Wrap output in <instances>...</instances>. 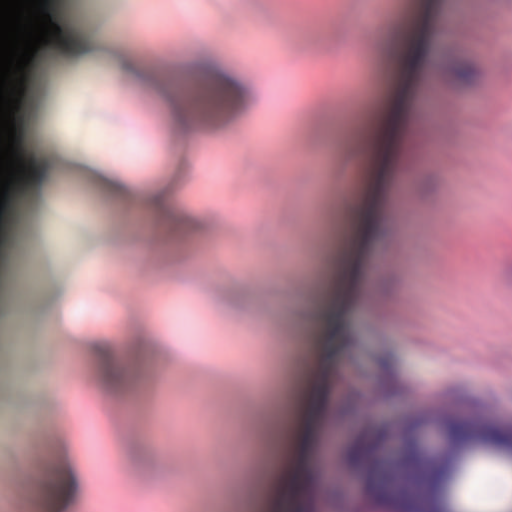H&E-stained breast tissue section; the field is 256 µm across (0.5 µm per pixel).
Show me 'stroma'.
<instances>
[{"mask_svg": "<svg viewBox=\"0 0 512 512\" xmlns=\"http://www.w3.org/2000/svg\"><path fill=\"white\" fill-rule=\"evenodd\" d=\"M49 14L75 32L51 55L36 54L27 69V130L62 129L67 141L95 153L100 163L125 161L130 176L163 185L195 217L177 225L168 209L146 196L122 194L86 171L59 169L65 198L46 205L16 197L0 212V479L13 482L19 506L31 512H143L152 496L137 495L121 477L98 479L114 453L152 452L170 444L149 480L192 479L169 498V512H201L212 505L211 473L223 470L236 492L229 512H420L416 497L399 490L373 493L391 450L410 420L440 413L474 429L465 447L450 449L448 512H504L508 496L478 502L459 482L476 460L498 464L503 451L479 430L512 424V64L489 71L480 44L495 28L512 56V0H469L452 26L439 28L444 0H410L401 28L408 42L438 30L441 76L423 85L404 60L376 55L371 31L355 47L340 46V17L360 15L365 0H166L157 40L139 46L138 16L115 21L116 45L129 65L148 76L145 88L113 90L112 107L92 92L65 105L73 82L65 63L106 18L99 0H54ZM211 31L206 49L266 96L242 100L193 72L185 55L159 60L171 32L191 44L187 20ZM358 58L363 70L381 66L369 112L350 114L351 127L377 126L375 151L361 141L351 150H326L334 117L332 98L315 101L313 82L334 87L338 67ZM472 69L458 81L460 61ZM194 115L207 141L201 154L167 153L182 133L161 124L166 102ZM453 103L460 119L444 118ZM421 126H409L412 110ZM138 126H131L130 113ZM437 130L436 138L421 133ZM252 128L257 146L229 148L237 129ZM415 172L397 181L394 167ZM343 183L350 199L333 193ZM461 213L463 224L448 223ZM27 253L13 251L16 233ZM108 238L112 255L98 265L106 292L80 289L75 332H46L57 281L85 263L90 241ZM150 246L151 270L128 280L127 247ZM200 254L222 265L217 275H178L157 281L154 269L183 266ZM223 306H216V297ZM161 312L171 341L186 355L167 381L158 358L139 336L147 305ZM104 336L123 366L124 382L97 398V378L77 336ZM80 373L90 392L72 422L52 390L31 380L53 364ZM276 406L259 414L256 392ZM90 450L94 510L61 497L55 484L63 440ZM281 451L284 478L268 482L265 448ZM350 472L352 484L306 485L303 467Z\"/></svg>", "mask_w": 512, "mask_h": 512, "instance_id": "1", "label": "stroma"}]
</instances>
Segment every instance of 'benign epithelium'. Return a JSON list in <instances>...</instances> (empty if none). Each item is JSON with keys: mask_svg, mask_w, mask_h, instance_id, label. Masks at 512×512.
Listing matches in <instances>:
<instances>
[{"mask_svg": "<svg viewBox=\"0 0 512 512\" xmlns=\"http://www.w3.org/2000/svg\"><path fill=\"white\" fill-rule=\"evenodd\" d=\"M467 432L453 419L445 418L429 429L412 428L402 437L399 461L388 470L386 481L377 486L376 493L389 497L396 492L400 463L410 464L418 475V482L427 491L425 512H443L439 507V489L448 479V448L461 446Z\"/></svg>", "mask_w": 512, "mask_h": 512, "instance_id": "1", "label": "benign epithelium"}]
</instances>
